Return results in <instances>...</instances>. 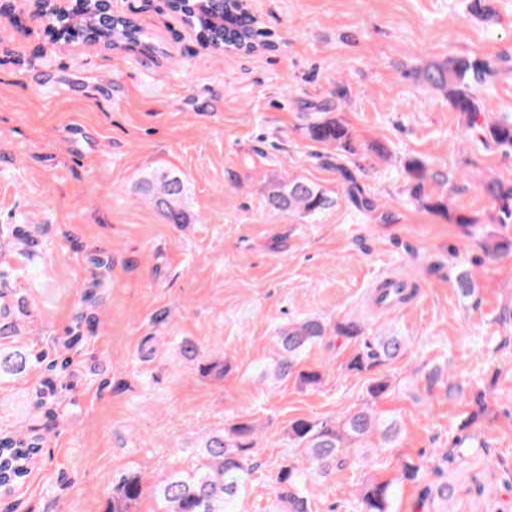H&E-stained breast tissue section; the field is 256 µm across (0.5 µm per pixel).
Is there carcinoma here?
I'll return each mask as SVG.
<instances>
[{"mask_svg": "<svg viewBox=\"0 0 512 512\" xmlns=\"http://www.w3.org/2000/svg\"><path fill=\"white\" fill-rule=\"evenodd\" d=\"M172 9L192 25L200 38L216 50L228 48L255 52L274 46L271 34L259 25L243 0H176ZM42 16L48 18L64 39L81 37L87 42L117 47L122 43L138 40L140 28L127 18L114 17L105 10L101 0H79V6L69 11L61 10L50 0L41 7ZM496 75L493 62L471 57H450L442 63H430L415 72L422 83L444 93L452 108L465 116L468 126L473 127L478 113V101L472 93L473 85L485 84ZM319 116L307 125L310 139L339 150L336 154V170L346 183L348 197L360 212L373 209L371 199L362 196L352 171L344 164L348 155L357 153L353 134L339 118L331 116V107L317 109ZM481 133L483 145L490 144L512 152V114L501 112L475 128ZM406 171L411 177L412 196L418 204L430 211L442 213L456 224H471L473 220L448 207V196L434 195L426 191V183L438 180L439 174L430 172L422 161H413ZM140 190L149 204L170 224L187 223L184 209L186 182L171 171L153 170L143 175ZM482 193L498 206V223H512V179L491 178L481 184ZM265 206L272 211L313 218L336 205V199L313 181L301 177L270 181L264 193ZM483 251L487 257L512 253V239L488 238ZM455 288L464 299L476 293L471 276L460 271L455 278ZM415 294L405 282L390 288H376L372 301L377 306L403 304ZM26 300L17 296L14 288H0V377H17L45 361L43 352H35L17 346L20 333V315L25 313ZM332 336L347 342L363 336V327L356 319L331 323L319 316H307L293 320L276 329L273 336L274 353L266 366V376L276 382L294 379L302 387H316L323 381L324 371L318 367L302 368L305 355L321 346ZM366 351L356 354L348 368L362 371L371 361L398 358L407 347L402 336L382 335L373 341H364ZM448 379V399L458 398L464 391L461 384L449 376L448 368L436 365L425 375L431 388ZM390 388L389 381L377 379L368 388L371 402L357 411L348 413L341 421L309 420L299 418L291 422L288 439L293 447L301 449L300 459L280 467L275 477L276 500L280 512H312L309 491L311 478L326 479L358 454L366 442H377V447L388 448L400 433V423L394 417H385L373 409L372 403L384 396ZM474 413L460 426L464 436L456 438L453 448L444 460L452 465L470 456L471 449L465 442L473 439L468 433L476 423ZM258 427L244 420L223 431L210 435L200 446L197 456L200 463L192 470H173L163 479L146 487V479L137 470H128L118 477L112 486L111 512H130L133 503L146 491L157 499L160 512H234V501L246 492L255 469L254 450L258 447ZM40 448L36 437L19 432L0 435V474L11 482L28 473L33 458ZM425 462L404 463L398 474L389 480L373 482L360 494L361 512H393L392 504L399 484L405 480L416 481L423 477ZM454 495V487L443 479L427 483L421 490L420 505L442 508L437 512H450L448 502Z\"/></svg>", "mask_w": 512, "mask_h": 512, "instance_id": "carcinoma-1", "label": "carcinoma"}]
</instances>
